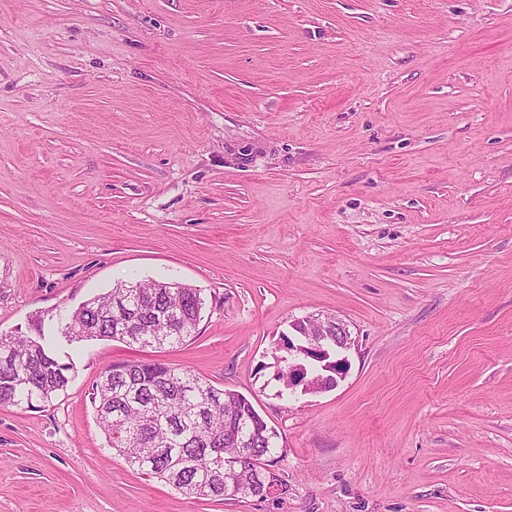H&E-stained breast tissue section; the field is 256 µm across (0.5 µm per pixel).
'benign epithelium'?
<instances>
[{"label": "benign epithelium", "mask_w": 512, "mask_h": 512, "mask_svg": "<svg viewBox=\"0 0 512 512\" xmlns=\"http://www.w3.org/2000/svg\"><path fill=\"white\" fill-rule=\"evenodd\" d=\"M291 327L305 339V343L288 339V356L293 358L288 364V386L293 389L303 384L306 389L317 392L334 389L338 382L331 383L329 378L321 375L308 376L304 361L318 356L327 359L329 353L326 345L330 343L336 346L338 354L351 349L355 340L352 339L347 325L335 317L327 316L323 319L308 318L296 321Z\"/></svg>", "instance_id": "benign-epithelium-1"}]
</instances>
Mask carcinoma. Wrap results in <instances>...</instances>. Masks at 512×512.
Instances as JSON below:
<instances>
[{"mask_svg":"<svg viewBox=\"0 0 512 512\" xmlns=\"http://www.w3.org/2000/svg\"><path fill=\"white\" fill-rule=\"evenodd\" d=\"M205 300L176 281L126 282L88 299L67 330L0 335V407H34L65 391L70 365L54 342L116 341L141 348L182 345L195 337ZM91 404L110 447L129 465L196 498L288 496L275 470L277 433L244 395L217 388L191 371L158 360L113 362L93 384Z\"/></svg>","mask_w":512,"mask_h":512,"instance_id":"1","label":"carcinoma"}]
</instances>
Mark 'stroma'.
Returning a JSON list of instances; mask_svg holds the SVG:
<instances>
[{
	"label": "stroma",
	"instance_id": "1",
	"mask_svg": "<svg viewBox=\"0 0 512 512\" xmlns=\"http://www.w3.org/2000/svg\"><path fill=\"white\" fill-rule=\"evenodd\" d=\"M133 278L201 289L196 336L57 344L0 512H512V0H0V334ZM328 315L345 378L279 397ZM121 360L245 395L285 500L130 467L90 402ZM314 326H318L320 329L314 330ZM291 327L299 336L305 339L306 344L301 343V338H295L297 341V343H295L294 339L290 336L286 334L282 335L280 339L284 340L286 343L288 359L285 362H281L279 365L278 379L280 380L287 371L288 387L290 386L292 390L300 384L305 385L306 390H315L317 392L334 389L338 385L337 378H343L346 363H348L347 358L342 357L336 359L335 354L338 355L343 351L350 350L355 344V339H352L347 325L336 317L327 316L324 317V319L307 318L306 320L295 321L291 324ZM330 343L336 346V351L334 348L329 350L331 357L328 361L335 359L336 361L326 363L324 368L332 371L335 376L323 377L322 375H314L307 379L308 369L303 361L306 359H318V355H322L321 360L327 359L329 353L325 346ZM290 357L291 359L293 358L291 363ZM331 365H333V367ZM329 378H333L334 382L330 384L328 382ZM288 387L284 389L283 392H280V397H283L284 393L288 397Z\"/></svg>",
	"mask_w": 512,
	"mask_h": 512
}]
</instances>
